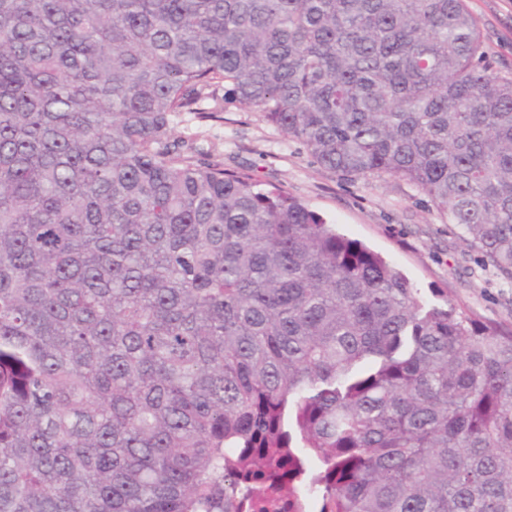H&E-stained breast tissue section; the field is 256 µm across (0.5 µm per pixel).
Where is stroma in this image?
<instances>
[{
    "mask_svg": "<svg viewBox=\"0 0 512 512\" xmlns=\"http://www.w3.org/2000/svg\"><path fill=\"white\" fill-rule=\"evenodd\" d=\"M495 69L512 73V0H467ZM175 137L210 152L230 172L282 185L337 231L395 265L427 302H452L487 323L512 328V282L501 279L457 225L412 184L394 177L346 178L314 164L260 113L225 105L220 116L184 114Z\"/></svg>",
    "mask_w": 512,
    "mask_h": 512,
    "instance_id": "1",
    "label": "stroma"
}]
</instances>
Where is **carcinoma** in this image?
<instances>
[{"label":"carcinoma","instance_id":"cac0c4a2","mask_svg":"<svg viewBox=\"0 0 512 512\" xmlns=\"http://www.w3.org/2000/svg\"><path fill=\"white\" fill-rule=\"evenodd\" d=\"M220 89L512 280L466 0H0V512H512V330L172 138Z\"/></svg>","mask_w":512,"mask_h":512}]
</instances>
